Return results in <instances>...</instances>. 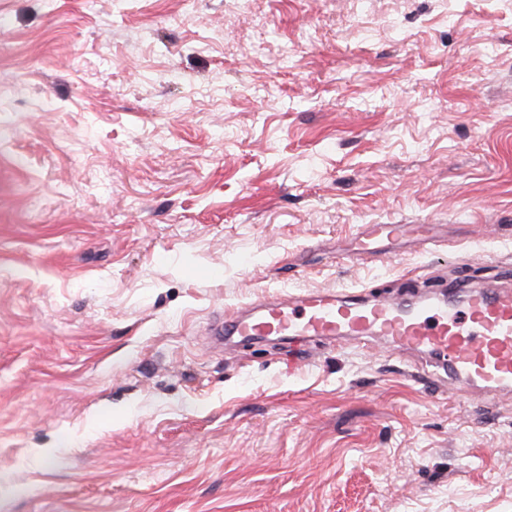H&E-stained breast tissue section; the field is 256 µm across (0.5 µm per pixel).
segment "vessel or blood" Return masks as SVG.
Returning <instances> with one entry per match:
<instances>
[{"mask_svg":"<svg viewBox=\"0 0 512 512\" xmlns=\"http://www.w3.org/2000/svg\"><path fill=\"white\" fill-rule=\"evenodd\" d=\"M413 238L424 250L433 241L426 224H369L360 254L384 240ZM212 339L240 336H383L397 349L425 350L448 370L451 384L479 386L494 395L512 388V290L480 289L402 302L368 300L360 292H310L256 303L250 316L233 315L209 328Z\"/></svg>","mask_w":512,"mask_h":512,"instance_id":"obj_1","label":"vessel or blood"}]
</instances>
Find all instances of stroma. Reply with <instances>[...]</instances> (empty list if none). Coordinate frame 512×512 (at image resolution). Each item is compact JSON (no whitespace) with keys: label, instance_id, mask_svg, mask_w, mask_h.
<instances>
[{"label":"stroma","instance_id":"obj_1","mask_svg":"<svg viewBox=\"0 0 512 512\" xmlns=\"http://www.w3.org/2000/svg\"><path fill=\"white\" fill-rule=\"evenodd\" d=\"M429 283L512 285V0H0V512H512V394L207 334ZM431 227L428 224H367L359 238L358 258L372 253L376 245L389 239L411 237L423 245V250L429 252L433 247L430 236Z\"/></svg>","mask_w":512,"mask_h":512}]
</instances>
